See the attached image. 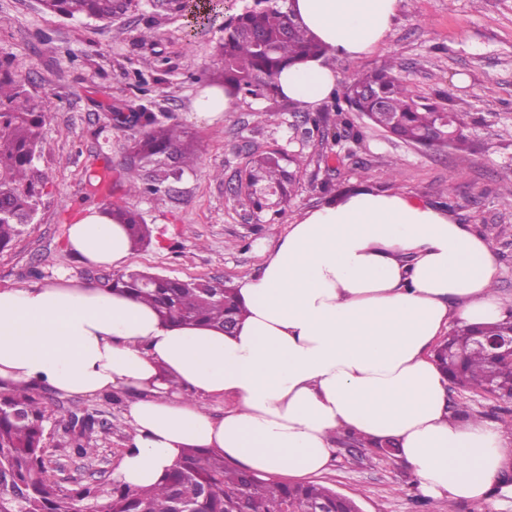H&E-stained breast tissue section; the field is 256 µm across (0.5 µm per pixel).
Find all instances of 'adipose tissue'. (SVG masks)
<instances>
[{
    "instance_id": "ef3b65f1",
    "label": "adipose tissue",
    "mask_w": 512,
    "mask_h": 512,
    "mask_svg": "<svg viewBox=\"0 0 512 512\" xmlns=\"http://www.w3.org/2000/svg\"><path fill=\"white\" fill-rule=\"evenodd\" d=\"M324 55L289 65L283 95L316 108L336 88L330 58L388 36L398 0H289ZM68 247L122 268L126 225L89 210ZM490 243L445 209L359 190L306 211L236 290L233 332L165 321L128 293L70 279L0 289V389L131 394L113 477L149 487L202 448L271 481L328 471L337 435L389 439L431 499L512 497V433L449 410L433 350L449 324L503 320ZM212 400L227 401L223 416Z\"/></svg>"
}]
</instances>
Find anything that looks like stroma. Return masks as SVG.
I'll list each match as a JSON object with an SVG mask.
<instances>
[{
  "label": "stroma",
  "instance_id": "35a3bbf8",
  "mask_svg": "<svg viewBox=\"0 0 512 512\" xmlns=\"http://www.w3.org/2000/svg\"><path fill=\"white\" fill-rule=\"evenodd\" d=\"M249 3L213 0L205 20L170 15L154 26L151 0H139L109 23L48 14L38 0H0V55L51 108L38 161L47 193L23 236L0 253V289L62 276L96 283L105 267L74 254L67 230L105 203L138 211L153 231L127 269L235 288L260 273L268 252L306 211L366 188L450 205L457 223L490 240L498 265L494 291L511 311L512 0H399L383 46L358 59L330 60L340 83L391 64L422 95L463 108L465 149L437 152L389 139L357 117L340 139H322L285 99L241 96L214 123L199 121L195 101L216 69L224 24ZM116 106L147 108L191 135L197 165L167 193L143 195L118 185L140 130L113 127L108 114ZM271 149L297 157L300 169L288 204L268 223L251 217L236 188L251 159ZM91 169L108 173L92 198L85 188ZM128 401L124 394H53L49 440L66 475L112 483L130 432L123 417ZM75 408L112 423L111 432L94 436L99 459L90 469L71 456L63 437ZM318 481L353 499L360 512H512V498L432 501L400 459L347 436L337 438L336 456Z\"/></svg>",
  "mask_w": 512,
  "mask_h": 512
}]
</instances>
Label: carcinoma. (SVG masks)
<instances>
[{"instance_id":"obj_1","label":"carcinoma","mask_w":512,"mask_h":512,"mask_svg":"<svg viewBox=\"0 0 512 512\" xmlns=\"http://www.w3.org/2000/svg\"><path fill=\"white\" fill-rule=\"evenodd\" d=\"M133 0H42L51 13L99 21L125 13ZM322 45L309 35L288 8V0H256L224 25L217 51L221 69L217 84L229 95L248 94L276 101L279 76L292 63L315 57ZM341 122L349 115L366 118L390 137L429 150L465 142L462 112L446 109L416 90L394 66L365 73L334 93ZM49 119L42 102L24 89L11 60L0 58V251L12 245L30 224L47 188L37 167L38 144ZM143 131L135 140L138 163L126 168L129 190L157 195L194 166L190 135L155 115L138 116ZM298 163L283 152H267L249 163L250 187L291 193L295 177L287 164ZM110 215L128 226L133 246L148 242L151 230L142 216L113 205ZM101 287L128 292L151 304L166 319L223 328L237 323L242 308L235 289L218 281L203 287L190 280L144 271L108 274ZM478 332L457 329L437 349L450 383L474 394L493 392L512 400V361L490 359L474 346ZM49 397L27 386L0 392V512H74L85 505L96 512H356L354 501L317 482L275 483L227 464L201 448H188L178 466L154 487L132 488L118 482L105 489L78 479L59 477L55 449L48 445ZM67 444L80 459L92 460L96 430L112 423L87 412L70 416ZM104 502H99V499Z\"/></svg>"}]
</instances>
